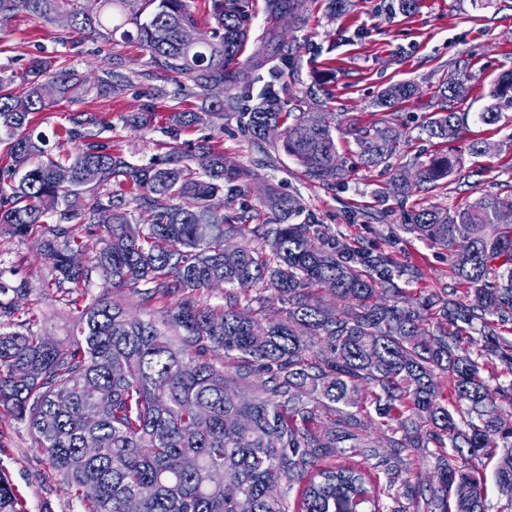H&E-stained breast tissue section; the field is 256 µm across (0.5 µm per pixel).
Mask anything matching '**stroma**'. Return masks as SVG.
<instances>
[{"label": "stroma", "instance_id": "obj_1", "mask_svg": "<svg viewBox=\"0 0 512 512\" xmlns=\"http://www.w3.org/2000/svg\"><path fill=\"white\" fill-rule=\"evenodd\" d=\"M391 0H350L344 14L331 15L328 0H312L303 27L290 21L267 20L264 0H251L245 23L248 41L239 55L248 64L269 39L287 43L292 58L280 83L285 108L307 92H316L346 162L347 178L322 184L310 180L297 161L283 150L280 140L256 145L228 113L207 126L184 129L181 150H192L199 140L216 145L234 166L250 167L265 161V173L282 193L299 196L305 213L340 246L385 253L397 259L392 272L405 296L417 297L459 287L446 250L432 245L401 226V208L388 192L394 170L416 171L418 163L436 153H462L463 162L439 188L414 190L412 202L453 210L484 192L512 193V110L503 111L498 123H482L478 115L492 101L497 77L512 70V0H420L412 14L390 11ZM38 58L70 69L85 85L74 98L36 113L33 126L49 133L70 126L72 118L93 117L106 128L113 148L128 159L146 162L166 157L171 145L165 135L171 111H195L201 98L184 96L163 73L150 67L140 45L115 37L81 38L67 27L30 18L25 12L0 23V65L25 72ZM470 61L473 79L469 93L455 109L467 113L460 139L428 138L422 127L427 103L458 62ZM117 71L122 91L111 97L97 93L95 82ZM410 81L416 95L395 106L403 128V147L389 164H358L353 127L367 126L389 112L376 107L387 85ZM147 110L149 126L127 125L129 115ZM473 141L490 144L487 154H466ZM48 265L38 237L0 238V280L26 283L32 306L39 312V329L52 340L71 338L76 314L45 288ZM0 476L22 499L26 512H85L71 485L50 469L34 448L24 423L0 416Z\"/></svg>", "mask_w": 512, "mask_h": 512}]
</instances>
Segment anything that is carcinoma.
<instances>
[{
	"label": "carcinoma",
	"mask_w": 512,
	"mask_h": 512,
	"mask_svg": "<svg viewBox=\"0 0 512 512\" xmlns=\"http://www.w3.org/2000/svg\"><path fill=\"white\" fill-rule=\"evenodd\" d=\"M207 2L213 27L196 47L179 37L182 27L198 25L191 0H0V14L23 11L49 23L64 15L76 34L137 41L179 91L206 102L171 113L166 133L174 141L226 111L263 141L265 129L282 121L280 74L291 52L278 45L257 55L255 68L278 64L253 105L243 106L254 83L236 67L249 0ZM264 10L302 26L307 0H264ZM471 78L466 63L448 73L429 102V137L460 138L468 114L452 103L465 99ZM215 83L224 85V98L211 96ZM238 87L242 93H232ZM77 90L73 75L46 59L21 75L0 67V142L9 145L0 167V237L39 235L50 267L45 287L78 309L77 339L47 340L26 287L0 282V294L13 292L0 302V318L17 326L0 325V410L25 423L49 467L78 500L90 501L89 512H126L142 491L140 512H288L286 497L271 492L281 485L298 488L297 512H381L384 498L388 512H485L476 463L489 458L496 459L502 512H512V425L501 418L502 405L512 406V337L504 335L512 326V195L481 193L448 212L403 211L405 230L448 251L473 303H460L451 290L411 299L392 283L391 256L346 250L319 225L295 222L302 200L266 181L263 161L227 167L224 154L202 141L137 165L87 119L73 120L61 136L79 142L78 152L52 159L31 115ZM415 94L414 84L394 83L376 105L391 109ZM492 98L479 113L486 124L512 108V71ZM317 104L297 99L283 149L309 178L341 182L347 172L330 127L307 119ZM401 140L388 120L355 128L366 166L388 162ZM460 162L432 156L411 183L400 169L390 191L406 201L418 184H443ZM61 167L71 168L70 182L55 180ZM124 185L133 190L129 199L118 191ZM252 191L270 202L273 218L264 224L252 223L248 206L224 205V196ZM75 193L88 196L76 211L67 207ZM142 212L150 216L145 224ZM82 231L102 244L87 265L76 263ZM226 248L237 252L236 265H224ZM96 274L142 303H168L164 324L181 330L179 343L108 295L89 297ZM242 280L274 291L285 317L267 327L243 317L242 302L251 298L238 288ZM217 282L224 303L196 299ZM211 350L224 353L235 377L210 362ZM492 368L507 375L494 389L483 377ZM252 377L259 385L248 394ZM363 383L372 390L359 403ZM323 417L327 428H315ZM368 418L391 431L388 450L369 442ZM346 443L384 481L360 467L321 466ZM412 452L435 458V479L410 476ZM0 512H24L1 477Z\"/></svg>",
	"instance_id": "1"
}]
</instances>
